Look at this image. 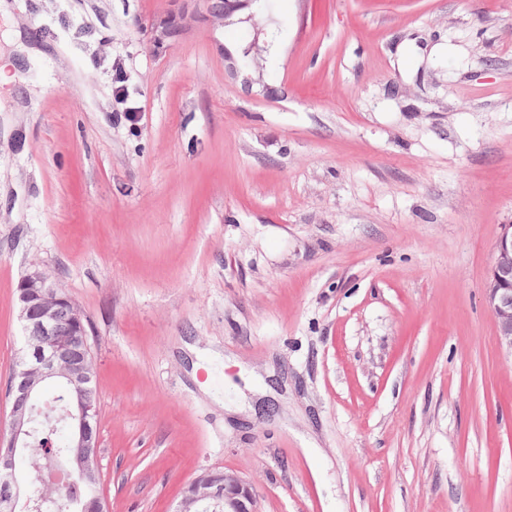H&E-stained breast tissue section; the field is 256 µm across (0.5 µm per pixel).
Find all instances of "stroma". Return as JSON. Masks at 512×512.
<instances>
[{"mask_svg":"<svg viewBox=\"0 0 512 512\" xmlns=\"http://www.w3.org/2000/svg\"><path fill=\"white\" fill-rule=\"evenodd\" d=\"M6 2L0 433L37 267L87 324L110 512L209 469L260 512H512V0H274L159 51L180 0ZM485 303L496 322L499 347L512 356V224L500 227Z\"/></svg>","mask_w":512,"mask_h":512,"instance_id":"1","label":"stroma"}]
</instances>
